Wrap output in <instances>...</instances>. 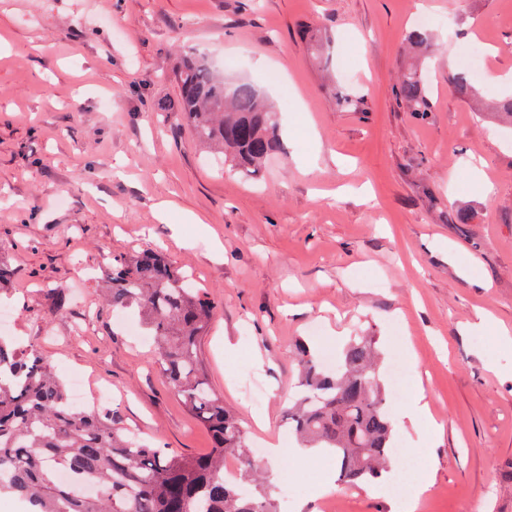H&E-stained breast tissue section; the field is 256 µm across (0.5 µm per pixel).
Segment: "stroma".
<instances>
[{"label": "stroma", "instance_id": "1", "mask_svg": "<svg viewBox=\"0 0 512 512\" xmlns=\"http://www.w3.org/2000/svg\"><path fill=\"white\" fill-rule=\"evenodd\" d=\"M421 9L444 20L430 29L423 120L394 92ZM473 37L497 53L463 101L448 59ZM0 38L9 335L61 381L111 394L115 419L150 446L207 453L151 340L103 302L114 256L161 251L219 300L197 357L250 447L298 443V341L324 357L372 336L382 379L404 372L386 481L351 488L333 453L286 455L265 488L288 512H391L416 494L417 512H512V125L491 112L512 96L493 82L512 73V0H0ZM193 52L276 110L287 155L259 177L224 167L175 112ZM344 94L361 111L339 107ZM459 210L472 222L454 223ZM419 389L441 434L397 416Z\"/></svg>", "mask_w": 512, "mask_h": 512}]
</instances>
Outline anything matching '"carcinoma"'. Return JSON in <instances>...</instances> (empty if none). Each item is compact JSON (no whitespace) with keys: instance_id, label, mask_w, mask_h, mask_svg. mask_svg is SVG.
<instances>
[{"instance_id":"cac0c4a2","label":"carcinoma","mask_w":512,"mask_h":512,"mask_svg":"<svg viewBox=\"0 0 512 512\" xmlns=\"http://www.w3.org/2000/svg\"><path fill=\"white\" fill-rule=\"evenodd\" d=\"M405 40L421 51L430 35L412 28ZM175 78L179 112L196 138L234 170L255 175L284 153L275 111L256 85L226 83L205 56L185 60ZM454 91L461 99L475 94L466 72L456 73ZM430 93L423 67L402 72L396 95L408 111H433ZM105 276L112 313H138L170 388L209 430L212 448L193 456L128 437L112 412L74 406L42 356L0 336V494L28 503L30 512H276L268 495L243 491V484L261 480L246 431L211 391L196 359L216 298L155 252L119 255ZM294 357L303 387L288 411L294 434L333 450L344 484L357 487L379 477L391 459L393 422L372 340L350 342L332 371L304 343ZM229 456L241 463L236 482L224 479ZM61 471L75 482L96 481L101 494L75 493L57 478Z\"/></svg>"}]
</instances>
